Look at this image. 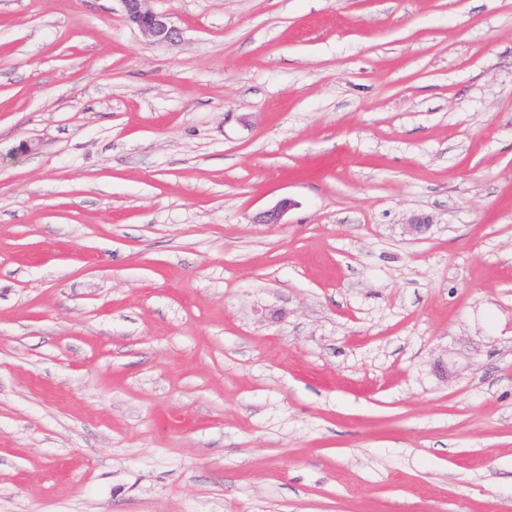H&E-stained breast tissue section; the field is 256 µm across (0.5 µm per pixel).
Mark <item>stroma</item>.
<instances>
[{"label": "stroma", "mask_w": 512, "mask_h": 512, "mask_svg": "<svg viewBox=\"0 0 512 512\" xmlns=\"http://www.w3.org/2000/svg\"><path fill=\"white\" fill-rule=\"evenodd\" d=\"M152 6L0 0V512H512V0ZM153 0H121L124 22L137 29L148 41L158 45L178 42L181 30L169 14L155 11Z\"/></svg>", "instance_id": "35a3bbf8"}]
</instances>
